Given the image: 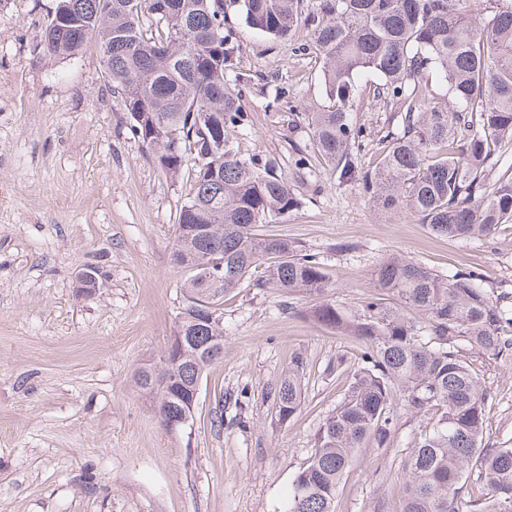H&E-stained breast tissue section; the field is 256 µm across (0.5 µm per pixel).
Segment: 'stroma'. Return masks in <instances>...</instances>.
<instances>
[{"label":"stroma","instance_id":"35a3bbf8","mask_svg":"<svg viewBox=\"0 0 512 512\" xmlns=\"http://www.w3.org/2000/svg\"><path fill=\"white\" fill-rule=\"evenodd\" d=\"M58 0H0V512H283L313 437L341 402L361 353L314 322L330 300L359 312L386 301L371 272L397 254L434 273H481L512 303V223L487 237H435L408 213L377 214L357 180L324 160L302 164L307 109L325 102L305 27L275 43L227 8L249 127L242 153L276 161L301 206L264 231L317 254L327 286L285 293L245 282L221 308L224 352L207 368L190 422L160 423L137 373L159 364L185 302L172 252L185 179L171 178L131 132L95 53H46L40 33ZM282 89L280 98L266 83ZM375 167L377 139L396 128L384 102L356 96ZM100 267L82 297L76 275ZM462 359L487 392L485 441L512 447V349L469 344ZM303 361L302 402L286 423L276 390ZM223 413V425L213 422ZM401 412L388 447L359 449L336 512H401L398 468L427 424Z\"/></svg>","mask_w":512,"mask_h":512}]
</instances>
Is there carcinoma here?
I'll use <instances>...</instances> for the list:
<instances>
[{"label":"carcinoma","mask_w":512,"mask_h":512,"mask_svg":"<svg viewBox=\"0 0 512 512\" xmlns=\"http://www.w3.org/2000/svg\"><path fill=\"white\" fill-rule=\"evenodd\" d=\"M233 2L250 28L279 43L304 23L326 96L310 113V140L342 179L356 173L364 137L350 100L362 75L376 77L369 90L390 105L401 133L378 139L380 161L361 176L374 208L405 211L448 240L487 236L512 221V164L498 168L512 151V0H317L305 14L302 0ZM54 14L41 32L44 51L68 57L95 49L132 133L163 171L190 179L178 223L206 225L203 236L174 244V264L187 274L179 361L137 378L161 418H174L224 348V324L199 308L216 313L259 268L264 285L320 291L322 263L286 238L255 233L301 200L275 167L236 145L249 123L240 103L248 75L225 27L224 0H58ZM438 85L444 102L436 100ZM203 252L224 259L219 277L198 262ZM374 280L397 305L370 303L353 314L328 300L310 311L363 350L285 512H335L357 450L386 447L401 407L433 412L432 427L400 464L402 512H512V448L483 445L487 393L460 356L463 341L493 353L511 345L512 310L492 299L475 271L442 276L392 255ZM300 404L301 378L291 368L277 389L278 421Z\"/></svg>","instance_id":"1"}]
</instances>
